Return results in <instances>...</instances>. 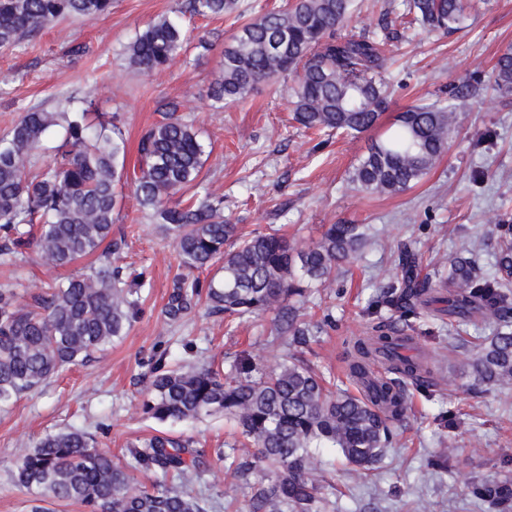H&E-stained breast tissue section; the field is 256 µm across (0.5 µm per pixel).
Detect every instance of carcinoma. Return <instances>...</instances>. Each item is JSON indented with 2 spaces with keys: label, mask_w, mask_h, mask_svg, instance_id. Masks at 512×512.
Masks as SVG:
<instances>
[{
  "label": "carcinoma",
  "mask_w": 512,
  "mask_h": 512,
  "mask_svg": "<svg viewBox=\"0 0 512 512\" xmlns=\"http://www.w3.org/2000/svg\"><path fill=\"white\" fill-rule=\"evenodd\" d=\"M200 16L231 15L238 0H188ZM414 21L429 33L450 34L465 20L464 0H410ZM112 0H0V50H8L62 18L95 20ZM352 0H295L241 25L224 47L223 61L207 96L217 104L244 100L262 81L295 73L294 119L303 127L357 135L375 128L388 108L384 74L388 58L380 41L341 33L351 20ZM187 31L164 15L124 49L128 67L158 74L183 51ZM495 84L512 90V49L495 65ZM441 102L398 113L388 131L369 143L349 183L360 193L401 194L440 162L456 129L457 112L472 97L465 81L451 82ZM96 87L60 96L53 106L23 109L0 134V265L16 266L32 252L56 269L91 261L46 288L20 296L0 288V409H6L63 369L86 363L125 335L141 311L143 274L118 265L126 240L112 234L118 187L127 183L126 139L118 113L91 116ZM180 98L159 102L155 121L137 144L133 193L179 257L162 308L169 324L203 305L211 316L242 319L274 315L271 332L304 346L317 326L303 318L308 288H322L336 269L368 242L359 224H330L321 239L299 244L284 235L237 236L224 217V201L208 196L183 201L201 173L205 144ZM498 275L483 274L473 257L450 261L448 274L420 280L416 254L398 252L402 277L379 304L405 318L430 309L463 322L493 326L475 336L470 376L480 385L512 382V224L496 225ZM196 271H206L200 278ZM399 322H381L369 336L354 338L348 379L355 390L331 382L301 360L266 367L246 359L229 370L198 358L172 366L168 353L152 357L143 386V412L165 423L223 415L236 422L256 448L258 462L273 469L252 512H321L313 478L315 449L337 448L364 470L391 443L406 412L407 378L429 387L419 357L400 353ZM384 364L396 377L373 376ZM134 469L151 474L135 485L129 471L112 463L94 436L81 428L50 433L18 454L15 479L36 505L78 503L84 512H209L206 498L188 485L212 464L190 439L153 435L131 444ZM469 495L499 512L512 509V484L476 480Z\"/></svg>",
  "instance_id": "1"
}]
</instances>
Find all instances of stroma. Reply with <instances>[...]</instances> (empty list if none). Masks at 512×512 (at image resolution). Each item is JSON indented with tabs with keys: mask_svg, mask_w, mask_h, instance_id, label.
I'll use <instances>...</instances> for the list:
<instances>
[{
	"mask_svg": "<svg viewBox=\"0 0 512 512\" xmlns=\"http://www.w3.org/2000/svg\"><path fill=\"white\" fill-rule=\"evenodd\" d=\"M176 6V0H112L109 14L46 26L0 52V74L10 77L0 82V132L24 107L52 106L56 97L93 83L96 111L122 115L133 166L157 102L180 97L206 145L192 192L200 199L223 197L224 215L240 234L278 229L311 243L328 225L363 224L372 244L337 273L331 287L310 289L305 318L324 328L306 346L293 349L285 339H272L267 316L231 324L199 311L170 325L161 309L178 271L176 253L131 189H124L114 230L127 237L122 265L145 270L150 283L142 313L98 359L61 372L0 411V512L31 509L29 494L13 478L20 449L73 426L95 435L121 467L130 462L131 442L160 432L192 438L210 458L220 450L251 462L242 474L215 466L204 483L190 486L216 501L212 512H250L252 496L271 475L255 462L254 448L236 443L232 423L221 416L161 423L143 413L141 390L154 352L165 349L183 360V343L190 340L195 352L216 360L250 357L267 366L292 352L342 380L347 341L399 317L374 302L399 284L400 246L410 245L430 273L475 240L483 273L496 272L495 227L512 224V93L499 94L492 85L498 56L512 47V0H470L462 29L446 36L411 24L403 15L405 0H354L357 29L386 34L393 57L386 76L391 104L380 130L407 107L435 102L449 81L475 88L441 161L419 184L392 196L356 192L348 181L371 133L353 137L303 128L291 116L286 81L261 83L244 101L212 107L206 91L237 27L234 18H184L192 42L183 56L158 75L127 69L125 45ZM407 322L419 353L439 362L435 385L409 389L405 419L372 476L361 475L336 449H317L326 512H498L487 503L474 505L467 486L477 479L512 481V384L473 386L472 350L449 351L447 322L426 312ZM449 411L455 416L450 425L443 420ZM441 451L448 467L431 471L426 461Z\"/></svg>",
	"mask_w": 512,
	"mask_h": 512,
	"instance_id": "stroma-1",
	"label": "stroma"
}]
</instances>
